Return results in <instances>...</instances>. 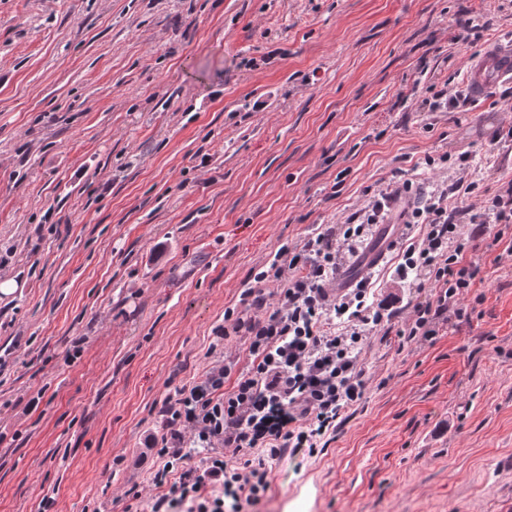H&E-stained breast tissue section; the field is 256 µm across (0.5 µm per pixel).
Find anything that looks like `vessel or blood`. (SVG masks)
<instances>
[{
	"label": "vessel or blood",
	"instance_id": "vessel-or-blood-1",
	"mask_svg": "<svg viewBox=\"0 0 512 512\" xmlns=\"http://www.w3.org/2000/svg\"><path fill=\"white\" fill-rule=\"evenodd\" d=\"M512 83V36L498 38L485 46L469 62L467 86L469 96L474 100L484 99L493 86ZM378 247H367L361 263L362 271H369L379 265L394 251L401 240L400 230L378 233Z\"/></svg>",
	"mask_w": 512,
	"mask_h": 512
}]
</instances>
